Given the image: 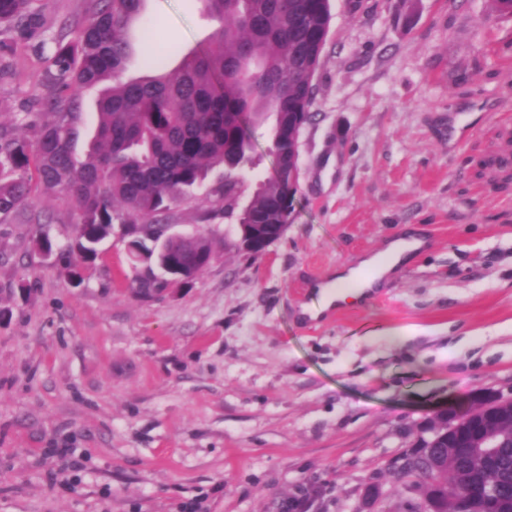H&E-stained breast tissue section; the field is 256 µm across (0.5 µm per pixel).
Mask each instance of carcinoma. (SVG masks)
Returning a JSON list of instances; mask_svg holds the SVG:
<instances>
[{
	"label": "carcinoma",
	"instance_id": "obj_1",
	"mask_svg": "<svg viewBox=\"0 0 512 512\" xmlns=\"http://www.w3.org/2000/svg\"><path fill=\"white\" fill-rule=\"evenodd\" d=\"M41 0H0V36L36 40L43 36ZM221 26L209 44L186 53L167 72L138 79L125 76L128 31L145 0H91L83 22L54 38L39 96V121L0 125V217L14 212L37 178L76 208L75 247L85 260L112 234L115 224H144L161 238L171 206L205 186L215 168L224 181L205 190L224 202V213L241 224H287L286 190L298 181L296 141L312 119L314 77L331 20L330 0H205ZM101 87L94 142L77 161L72 142L82 115L84 92ZM274 117L270 153L273 170L259 180L245 203L238 187L254 168L255 132ZM223 247L207 233L171 239L168 256L199 266ZM433 483L420 480L419 465L407 461L394 471L395 486L414 491L420 504L440 498L451 512L448 488L468 476L475 485L497 476L474 458L465 469L447 449L433 450Z\"/></svg>",
	"mask_w": 512,
	"mask_h": 512
}]
</instances>
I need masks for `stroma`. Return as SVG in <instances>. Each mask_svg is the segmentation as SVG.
<instances>
[{
  "label": "stroma",
  "mask_w": 512,
  "mask_h": 512,
  "mask_svg": "<svg viewBox=\"0 0 512 512\" xmlns=\"http://www.w3.org/2000/svg\"><path fill=\"white\" fill-rule=\"evenodd\" d=\"M90 0H42L43 46L0 78V124L38 112L44 59ZM285 234L232 247L224 205H173L228 240L191 289L134 299L112 236L68 268L73 205L33 184L0 220V512H371L435 408L512 395V14L494 0H331ZM218 27L203 0H146L128 75ZM47 234L44 257L35 238ZM424 247L310 325L296 290L397 238Z\"/></svg>",
  "instance_id": "obj_1"
}]
</instances>
